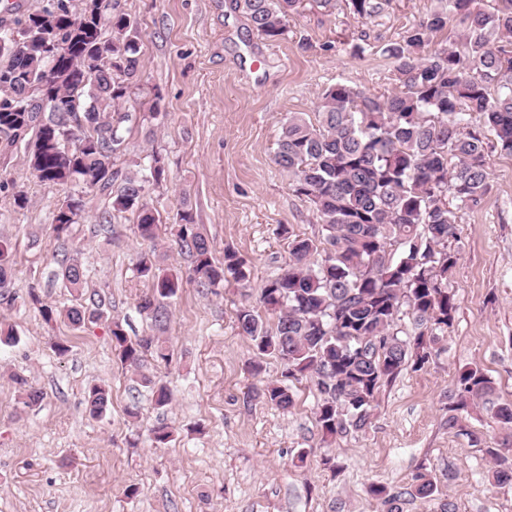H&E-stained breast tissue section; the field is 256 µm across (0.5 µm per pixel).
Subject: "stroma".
Returning <instances> with one entry per match:
<instances>
[{"instance_id": "stroma-1", "label": "stroma", "mask_w": 512, "mask_h": 512, "mask_svg": "<svg viewBox=\"0 0 512 512\" xmlns=\"http://www.w3.org/2000/svg\"><path fill=\"white\" fill-rule=\"evenodd\" d=\"M437 5L392 0L363 24L347 0L329 10L303 0L286 33L268 40L232 0H120L138 22L142 64L141 89L121 105L132 116L125 154L157 151L169 169L146 193L162 225L157 253L164 266L187 270L170 227L189 201L214 258L238 251L252 267L251 285L228 280L210 293L183 280L158 329L139 309L149 285L135 271L143 244L132 215L114 214L99 228L110 202L88 196L72 240L59 244L53 216L78 186L39 182L24 148L0 155V178L31 199L19 209L0 192V236L11 240L15 261L0 322L18 336L15 345L0 344V512H386L367 492L373 484L402 493L403 512H439L446 501L456 512H512V484L494 483L484 451L501 442L500 430L483 411L464 418L466 432L449 429L445 399L459 367L476 364L512 400V157L491 153L481 207L458 214L448 289L459 308L438 356L381 388L365 430L324 445L309 379L292 383L291 412L268 403L261 389L281 379L284 366L236 328L238 310L258 307L262 285L288 261L278 226L322 234L274 160L285 117L316 120L321 93L338 82L368 95L398 91L384 49ZM62 246L77 250L100 309L78 329L40 312L72 303L56 276L53 253ZM116 321L129 338L166 340L169 363L149 358L140 371L127 368L112 346ZM59 343L67 353H57ZM145 375L167 386V406L154 405ZM18 376L43 392L39 404L20 403ZM95 384L110 392L96 419L85 400ZM162 424L172 437L158 445L151 431ZM420 472L434 481L433 497L413 496ZM132 484L134 496L126 493Z\"/></svg>"}]
</instances>
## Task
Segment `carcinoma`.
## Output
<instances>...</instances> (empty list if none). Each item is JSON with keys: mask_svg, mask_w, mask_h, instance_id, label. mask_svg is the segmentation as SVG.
I'll return each mask as SVG.
<instances>
[{"mask_svg": "<svg viewBox=\"0 0 512 512\" xmlns=\"http://www.w3.org/2000/svg\"><path fill=\"white\" fill-rule=\"evenodd\" d=\"M391 0H349L362 22L380 15ZM475 0H447L384 52L393 59L402 90L369 96L343 83L321 94L318 123L303 112L288 114L275 162L291 176L293 192L313 207L322 237L288 232L287 267L260 288L268 326L251 308L238 310L236 327L258 351L279 358L282 380L265 385V399L283 411L295 404L288 382L309 378L321 399L315 422L321 439L362 431L383 384L407 366L430 363L434 345L454 325L458 308L448 292L457 254L447 249L456 237V210L482 205L488 190L489 153L512 156V0L485 11ZM252 28L276 40L302 0H234ZM461 28L451 45L427 50L431 36L448 28L452 15ZM137 22L119 0H83L80 11L35 10L0 24V151L23 144L36 179L76 185L52 225L67 241L85 212L87 193L105 194L115 213L134 216V233L144 242L158 237V217L145 201L148 184L167 179L164 157L153 152L126 161L119 109L141 81ZM21 33L16 48L10 36ZM46 95L37 116L24 111L34 94ZM482 116L474 126L472 113ZM175 246L189 259L191 279L213 292L230 277L246 288L251 269L232 249L224 261L212 257L208 238L195 224L188 202L177 213ZM61 280L76 291L86 283L78 261L59 260ZM136 269L150 284L140 311L165 328L167 301L182 277L161 266L155 251L139 254ZM12 277V247L0 238V284ZM412 321L410 333L401 322ZM112 344L120 360L136 370L144 358L168 362L157 336L132 340L113 323ZM19 399L30 407L43 393L18 378ZM89 412L99 417L109 396L105 387L88 390ZM481 408L512 444V401L502 400L493 381L477 366L460 369L448 392V428L481 439L462 425V413ZM494 462L492 479L512 482V458L486 448ZM369 493L400 512L401 494L372 485Z\"/></svg>", "mask_w": 512, "mask_h": 512, "instance_id": "obj_1", "label": "carcinoma"}]
</instances>
